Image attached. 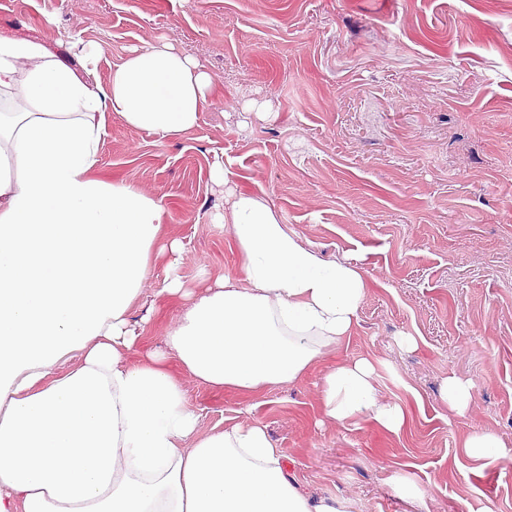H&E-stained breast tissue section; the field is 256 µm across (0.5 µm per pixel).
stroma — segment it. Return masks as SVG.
<instances>
[{
  "mask_svg": "<svg viewBox=\"0 0 512 512\" xmlns=\"http://www.w3.org/2000/svg\"><path fill=\"white\" fill-rule=\"evenodd\" d=\"M0 33L73 68L72 40L99 46L103 82L160 37L212 76L211 106L178 137L107 116L92 173L160 200V238L183 241L187 287L239 273L212 221L230 190L372 281L341 354L386 362L379 386L410 412L400 436L326 419L318 366L245 399L172 365L200 434L263 425L311 494L349 498L351 512H414L397 475L428 512H512V463L482 469L461 447L491 430L512 449V0H0ZM218 165L226 184L211 179ZM167 263L153 255L130 311L161 350L183 312L157 294ZM451 375L476 385L466 415L441 399ZM393 490L397 497L417 506L424 504L425 493L419 490L414 482L407 477H396L392 484Z\"/></svg>",
  "mask_w": 512,
  "mask_h": 512,
  "instance_id": "35a3bbf8",
  "label": "stroma"
}]
</instances>
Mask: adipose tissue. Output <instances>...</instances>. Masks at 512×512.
I'll use <instances>...</instances> for the list:
<instances>
[{"mask_svg": "<svg viewBox=\"0 0 512 512\" xmlns=\"http://www.w3.org/2000/svg\"><path fill=\"white\" fill-rule=\"evenodd\" d=\"M80 53L77 72L40 42L0 34V512H348L350 499L305 490L261 425L197 438L168 358L249 396L332 355L317 383L325 416L400 434L409 411L379 389L380 360L340 355L369 278L233 192L223 221L241 274L186 288L183 242L159 241V201L91 173L106 114L177 137L211 104L212 78L160 38L105 84L101 48ZM157 249L171 256L161 295L184 302L164 352L145 348L128 317Z\"/></svg>", "mask_w": 512, "mask_h": 512, "instance_id": "obj_1", "label": "adipose tissue"}]
</instances>
